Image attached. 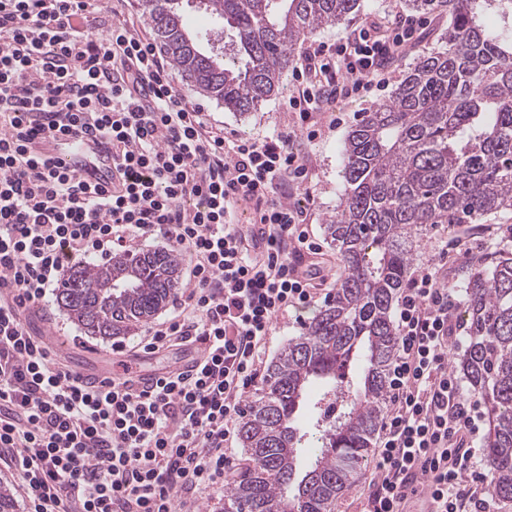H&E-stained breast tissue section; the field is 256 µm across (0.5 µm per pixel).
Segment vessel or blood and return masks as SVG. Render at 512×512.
Segmentation results:
<instances>
[{
	"instance_id": "1",
	"label": "vessel or blood",
	"mask_w": 512,
	"mask_h": 512,
	"mask_svg": "<svg viewBox=\"0 0 512 512\" xmlns=\"http://www.w3.org/2000/svg\"><path fill=\"white\" fill-rule=\"evenodd\" d=\"M26 153L41 161H51L104 195L115 194L120 188L112 145L95 132L61 131L45 139L36 138L27 142Z\"/></svg>"
}]
</instances>
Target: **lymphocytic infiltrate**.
<instances>
[{
	"instance_id": "1",
	"label": "lymphocytic infiltrate",
	"mask_w": 512,
	"mask_h": 512,
	"mask_svg": "<svg viewBox=\"0 0 512 512\" xmlns=\"http://www.w3.org/2000/svg\"><path fill=\"white\" fill-rule=\"evenodd\" d=\"M101 0H0V462L22 479V512H198V495L234 470L226 443L244 417L279 316L314 303L304 262L321 245L306 209L280 190L305 186L324 103L383 87L417 17L362 25L312 44L284 102L292 121L258 140L226 137L176 89L171 63L134 21ZM70 126L112 139L127 189L107 199L25 143ZM253 206L247 233L234 198ZM162 231L193 266L179 313L136 344L196 347L185 370L131 369L92 381L53 359L25 313L69 265L106 260ZM447 253L423 263L397 307L388 406L365 512H398L402 487L431 484L437 512H490L475 439L483 413L450 367L465 326L447 284Z\"/></svg>"
}]
</instances>
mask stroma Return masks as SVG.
I'll list each match as a JSON object with an SVG mask.
<instances>
[{"instance_id":"35a3bbf8","label":"stroma","mask_w":512,"mask_h":512,"mask_svg":"<svg viewBox=\"0 0 512 512\" xmlns=\"http://www.w3.org/2000/svg\"><path fill=\"white\" fill-rule=\"evenodd\" d=\"M408 12L406 0H360V10L348 20L335 26L319 29L315 35L318 41H333L346 36L355 27L371 19H378L389 11ZM427 26L415 46L406 48L397 60L388 86L376 91L366 102H342L338 109L344 122L336 128H323L315 141L299 137L292 147L308 155L312 163V179L309 191L298 194V201L304 202L311 213L313 232L322 246L320 254L309 256L307 264L315 273L316 301L310 306L290 311L280 318L266 346V359H273L287 340L299 335L306 324L325 306V295L335 292L345 275L340 255L326 232L329 219L339 211L344 199L342 178L343 150L351 128L391 95L394 86L413 67L422 51L440 48L448 33V14L434 11L426 16ZM284 95H277L265 102L261 108L243 115L228 112L208 98L194 96V103L203 106L213 124L226 130L235 131L243 138H261L277 128L285 127L291 119L283 107ZM512 226V210H503L484 216L473 224H432L423 229L413 243L415 261L432 258L442 248L460 247L464 254L448 268V281L456 290L459 301H466V277L476 259L492 263L502 254L512 251V246L501 240L503 231ZM31 332L40 337L49 347L53 357L58 358L85 377L96 379L119 371L121 363H129L141 370L142 374L169 369L187 352L186 346L176 345L157 354L133 352L135 337L123 338V351H115L112 340L85 335L60 310L55 301H48L27 315Z\"/></svg>"}]
</instances>
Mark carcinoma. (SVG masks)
<instances>
[{
	"mask_svg": "<svg viewBox=\"0 0 512 512\" xmlns=\"http://www.w3.org/2000/svg\"><path fill=\"white\" fill-rule=\"evenodd\" d=\"M448 9L444 44L418 55L391 97L348 133L345 200L327 232L346 275L288 339L249 402L239 436L249 461L224 512H333L368 458L394 353L392 307L430 224H472L512 209V0H408ZM185 90L245 114L283 89L294 46L353 14L359 0H138ZM211 17L192 29L186 8ZM179 256L157 249L69 268L57 306L85 334L133 336L172 301ZM469 344L460 362L487 407L491 496L512 500V255L467 283Z\"/></svg>",
	"mask_w": 512,
	"mask_h": 512,
	"instance_id": "carcinoma-1",
	"label": "carcinoma"
}]
</instances>
